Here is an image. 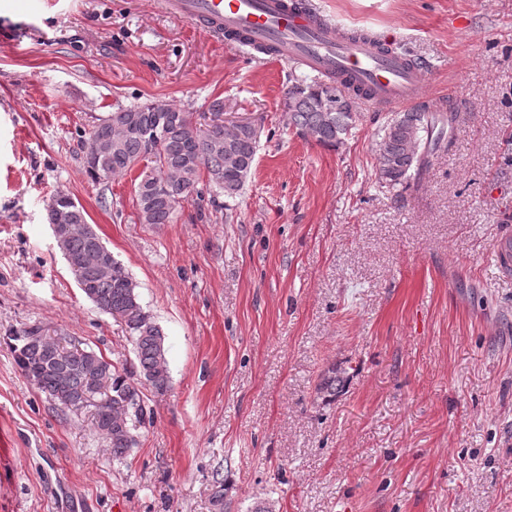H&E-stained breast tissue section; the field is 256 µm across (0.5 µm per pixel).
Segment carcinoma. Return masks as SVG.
<instances>
[{
	"mask_svg": "<svg viewBox=\"0 0 512 512\" xmlns=\"http://www.w3.org/2000/svg\"><path fill=\"white\" fill-rule=\"evenodd\" d=\"M336 82L319 79L297 82L285 93L290 122L297 131L319 144L341 143L358 120L354 105L326 111V103L339 97ZM224 103L210 106V122L202 125L193 114L168 103L152 102L120 109L96 125L83 143L84 167L95 182H109L143 164L136 176L142 189L136 202L143 224L158 226L174 222L176 198L205 189L232 198L248 181L258 146L257 128L243 126L224 134L219 113ZM457 113L432 112L426 108L396 112L387 121L378 143L377 179L393 188L406 189L430 165V157L453 128ZM48 224H59L57 241L83 294L102 312L125 324L131 334L140 381L157 391L170 381L164 336L145 310L136 284L117 261L103 269L96 251L105 248L92 229L87 213L73 197L59 191L47 213ZM14 362L24 378L65 408L82 407L84 394L97 385L112 394V405L93 415L96 430L104 436L115 458L136 446L133 422L145 421L136 386L119 374L113 363L92 350L66 345L62 339L42 333L39 326L26 327L10 344ZM344 387V376L331 368L318 385V393L333 399ZM211 505L224 512V476L216 474Z\"/></svg>",
	"mask_w": 512,
	"mask_h": 512,
	"instance_id": "cac0c4a2",
	"label": "carcinoma"
}]
</instances>
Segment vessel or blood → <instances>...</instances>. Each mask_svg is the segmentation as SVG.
Here are the masks:
<instances>
[{
    "label": "vessel or blood",
    "mask_w": 512,
    "mask_h": 512,
    "mask_svg": "<svg viewBox=\"0 0 512 512\" xmlns=\"http://www.w3.org/2000/svg\"><path fill=\"white\" fill-rule=\"evenodd\" d=\"M171 16L193 22L208 35L286 64L336 75L343 87L364 93L370 107L415 110L442 106L426 93L428 65L387 53L365 34L341 36V24L294 0H160Z\"/></svg>",
    "instance_id": "b4317fda"
}]
</instances>
